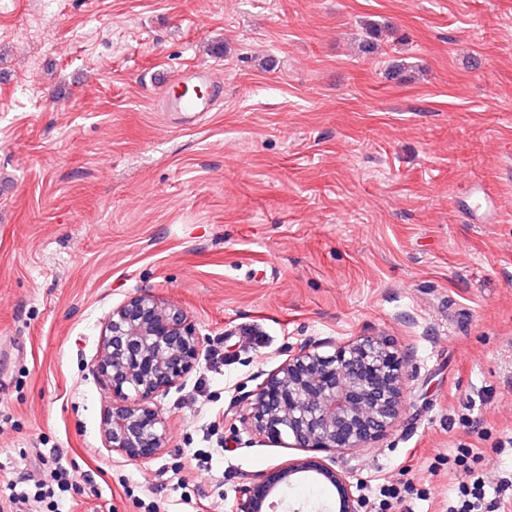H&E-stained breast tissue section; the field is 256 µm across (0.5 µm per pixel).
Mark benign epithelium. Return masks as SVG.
<instances>
[{
	"instance_id": "benign-epithelium-1",
	"label": "benign epithelium",
	"mask_w": 512,
	"mask_h": 512,
	"mask_svg": "<svg viewBox=\"0 0 512 512\" xmlns=\"http://www.w3.org/2000/svg\"><path fill=\"white\" fill-rule=\"evenodd\" d=\"M201 339L184 310L141 292L112 311L93 373L112 394L105 447L134 460L159 454L167 422L155 401L199 364ZM402 360L379 336L334 352L304 344L246 403L243 420L288 447L334 454L364 448L398 419L404 403ZM314 472L337 494L336 512H358L348 476L324 463L292 460L244 485L232 512H274L282 491Z\"/></svg>"
}]
</instances>
